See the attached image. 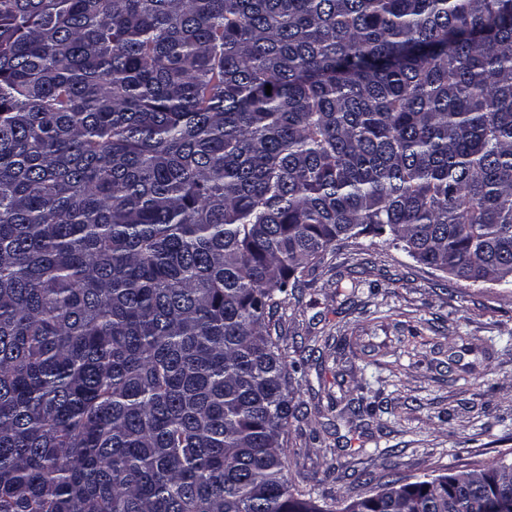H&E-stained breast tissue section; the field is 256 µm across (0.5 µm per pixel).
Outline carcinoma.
<instances>
[{"mask_svg": "<svg viewBox=\"0 0 512 512\" xmlns=\"http://www.w3.org/2000/svg\"><path fill=\"white\" fill-rule=\"evenodd\" d=\"M360 235L512 284V0H0V512H312L272 320Z\"/></svg>", "mask_w": 512, "mask_h": 512, "instance_id": "1", "label": "carcinoma"}]
</instances>
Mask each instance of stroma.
I'll return each mask as SVG.
<instances>
[{"instance_id": "obj_1", "label": "stroma", "mask_w": 512, "mask_h": 512, "mask_svg": "<svg viewBox=\"0 0 512 512\" xmlns=\"http://www.w3.org/2000/svg\"><path fill=\"white\" fill-rule=\"evenodd\" d=\"M273 321L302 410L286 477L332 512L390 480L512 459L511 285L363 235L329 247Z\"/></svg>"}]
</instances>
